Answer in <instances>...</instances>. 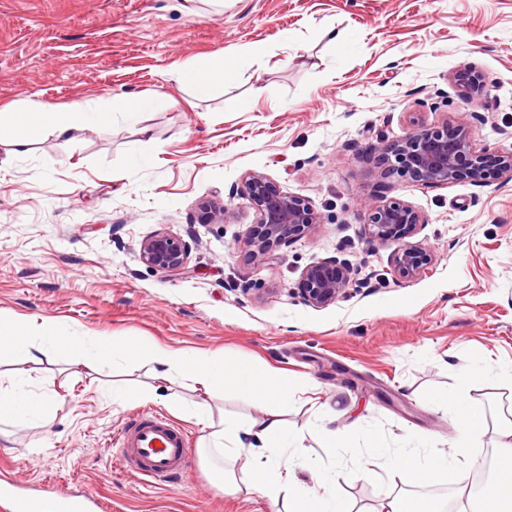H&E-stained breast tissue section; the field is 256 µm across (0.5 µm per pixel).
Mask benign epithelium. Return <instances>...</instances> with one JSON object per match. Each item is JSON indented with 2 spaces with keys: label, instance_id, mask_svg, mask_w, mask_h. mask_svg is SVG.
Masks as SVG:
<instances>
[{
  "label": "benign epithelium",
  "instance_id": "benign-epithelium-1",
  "mask_svg": "<svg viewBox=\"0 0 512 512\" xmlns=\"http://www.w3.org/2000/svg\"><path fill=\"white\" fill-rule=\"evenodd\" d=\"M450 84L466 101L487 92L482 74L474 69L453 75ZM381 160L390 171L421 185H483L494 177L512 180V151L490 153L477 147L470 126L462 119L414 125L406 135L381 148ZM242 183L257 215L245 241L251 262L264 263L273 248L320 223V216L306 199L280 192L265 175L248 172ZM422 223L420 212L399 199L379 205L369 214L370 240L398 244L393 266L402 278H416L432 264L431 253L410 241ZM189 258L188 244L168 232L143 239L137 254L141 264L161 274L186 270ZM300 284L303 299L313 307L324 308L346 296L352 284L351 271L334 260L317 263L303 270Z\"/></svg>",
  "mask_w": 512,
  "mask_h": 512
}]
</instances>
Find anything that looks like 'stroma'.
<instances>
[{"instance_id": "stroma-1", "label": "stroma", "mask_w": 512, "mask_h": 512, "mask_svg": "<svg viewBox=\"0 0 512 512\" xmlns=\"http://www.w3.org/2000/svg\"><path fill=\"white\" fill-rule=\"evenodd\" d=\"M265 48L237 78L204 97L176 80L221 51ZM479 69L488 93L462 101L449 80ZM165 94L172 106L115 115L97 129L56 137L36 131L23 152L0 141V315L58 320L72 336L262 358L287 371L307 464L297 482L316 489L341 464L355 512H375L401 491L387 468H352L373 430L390 447L426 438L454 453L458 424L435 395L464 391L486 412L479 462L495 457L494 432L512 416V181L405 185L379 146L467 113L478 142L512 151V0H0V107L41 103L107 109L117 96ZM148 135H141V128ZM308 200L314 232L254 265L244 245L256 213L242 194L246 172ZM224 200L209 224L202 200ZM400 199L424 222L415 242L430 251L426 274L393 270V243L370 242V209ZM158 231L191 246L180 274H156L137 253ZM353 270L348 297L305 303L298 283L313 264ZM480 372L469 375L470 367ZM0 374L57 398L46 423H0V472L26 485L82 489L116 512H273L263 499L224 493L201 460V427L166 401L205 403L213 418L261 415L232 389L207 398L188 380L152 379L134 360L77 370L70 353L0 358ZM155 390L154 401L113 404V380ZM167 413L188 437L180 477L143 484L112 458L133 412ZM355 428L329 459L309 430L320 415Z\"/></svg>"}]
</instances>
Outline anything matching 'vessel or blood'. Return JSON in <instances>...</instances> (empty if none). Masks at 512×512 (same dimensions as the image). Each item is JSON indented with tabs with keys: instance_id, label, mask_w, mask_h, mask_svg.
I'll return each mask as SVG.
<instances>
[{
	"instance_id": "b4317fda",
	"label": "vessel or blood",
	"mask_w": 512,
	"mask_h": 512,
	"mask_svg": "<svg viewBox=\"0 0 512 512\" xmlns=\"http://www.w3.org/2000/svg\"><path fill=\"white\" fill-rule=\"evenodd\" d=\"M121 464L142 482L180 476L189 459L188 439L165 415L134 414L125 426L118 448ZM91 496L59 493L56 512H98ZM0 512H42L36 495L18 490L15 480L0 477Z\"/></svg>"
}]
</instances>
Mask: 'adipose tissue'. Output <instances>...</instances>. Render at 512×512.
I'll use <instances>...</instances> for the list:
<instances>
[{"instance_id":"adipose-tissue-1","label":"adipose tissue","mask_w":512,"mask_h":512,"mask_svg":"<svg viewBox=\"0 0 512 512\" xmlns=\"http://www.w3.org/2000/svg\"><path fill=\"white\" fill-rule=\"evenodd\" d=\"M263 52L262 45L251 43L241 47L232 59L221 53L214 54L202 66L179 71L177 81L192 88L198 96H206L215 81L234 80L240 62L261 56ZM170 104V98L164 95L137 101L119 96L113 99L106 112L46 103L25 110L0 109V130H12L16 135L14 144L20 147L25 145V134L29 131L47 130L62 138L79 125L105 126L117 112L134 121L141 113ZM34 346L46 355L60 349L72 350L77 356V365L90 370L100 361L121 353L120 346L111 337L96 336L86 342L67 335L51 319L21 324L0 319V354L26 357ZM136 356L140 362L151 366L157 379L170 381L187 377L208 394L229 386L249 396L264 411L261 421L247 424L226 418L213 419L201 408L194 413L202 426L204 447L221 450L228 461L236 460L244 452L253 457L255 469L262 471L263 476L242 482L248 494L264 499L272 507H283L284 512H353L342 492L343 471H324L318 490L312 492L300 491L294 482L296 468L305 466L306 461L298 435L289 430L285 421L293 402L286 372L261 360H227L219 354L148 343L138 346ZM445 404L458 421L464 447L479 444L486 431L484 413L475 410L460 392L446 397ZM49 406V400L29 396L21 383L0 385L1 422L28 416L42 419L47 416ZM364 442L369 458H388L389 468L401 484L412 487L449 485L459 499H471L472 489L465 482L459 458L429 453L420 444L392 449L386 447L384 437L373 432L365 434Z\"/></svg>"}]
</instances>
